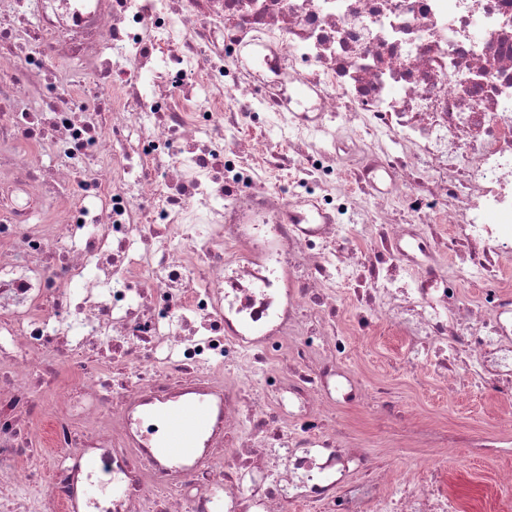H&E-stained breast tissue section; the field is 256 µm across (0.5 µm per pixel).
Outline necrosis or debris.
Listing matches in <instances>:
<instances>
[{
  "label": "necrosis or debris",
  "instance_id": "obj_1",
  "mask_svg": "<svg viewBox=\"0 0 512 512\" xmlns=\"http://www.w3.org/2000/svg\"><path fill=\"white\" fill-rule=\"evenodd\" d=\"M0 61V512L92 459L111 512H459L512 454L353 363L512 407V0H0ZM400 346L398 336H381L378 344L364 355L365 367L370 374L377 376L385 369V360H394ZM149 416L157 426L145 437V447L154 457L170 462L193 457L210 424V410L202 400L158 406ZM454 465L462 472V478L467 488L476 490L487 486L492 487V493L489 497L483 498L480 507L481 512H497L495 511L494 487L492 486L495 474L499 468H512V457L493 463L479 460H471L469 462L461 459L456 461Z\"/></svg>",
  "mask_w": 512,
  "mask_h": 512
}]
</instances>
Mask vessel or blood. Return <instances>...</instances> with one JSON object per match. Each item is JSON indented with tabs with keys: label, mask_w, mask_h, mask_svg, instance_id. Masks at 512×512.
I'll use <instances>...</instances> for the list:
<instances>
[{
	"label": "vessel or blood",
	"mask_w": 512,
	"mask_h": 512,
	"mask_svg": "<svg viewBox=\"0 0 512 512\" xmlns=\"http://www.w3.org/2000/svg\"><path fill=\"white\" fill-rule=\"evenodd\" d=\"M149 416L156 427L147 435L146 446L154 457L171 462L193 457L210 424L209 407L201 400L158 406Z\"/></svg>",
	"instance_id": "1"
}]
</instances>
